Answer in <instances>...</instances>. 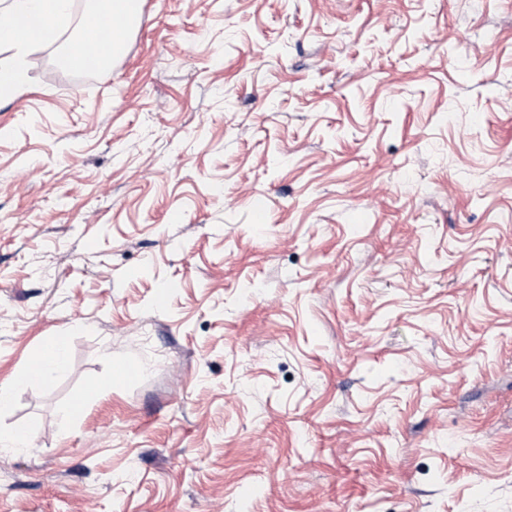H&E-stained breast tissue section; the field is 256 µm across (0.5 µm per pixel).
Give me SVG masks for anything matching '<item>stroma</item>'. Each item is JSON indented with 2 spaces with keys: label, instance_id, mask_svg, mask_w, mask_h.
<instances>
[{
  "label": "stroma",
  "instance_id": "obj_1",
  "mask_svg": "<svg viewBox=\"0 0 512 512\" xmlns=\"http://www.w3.org/2000/svg\"><path fill=\"white\" fill-rule=\"evenodd\" d=\"M90 35L0 101V384L68 348L0 512H512V0H143L57 66ZM105 11L110 18V27L106 18H100L97 27L111 29L112 37L104 41V53L99 58H111L124 53L131 25L141 12V0H105Z\"/></svg>",
  "mask_w": 512,
  "mask_h": 512
}]
</instances>
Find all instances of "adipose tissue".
I'll return each mask as SVG.
<instances>
[{
	"instance_id": "obj_1",
	"label": "adipose tissue",
	"mask_w": 512,
	"mask_h": 512,
	"mask_svg": "<svg viewBox=\"0 0 512 512\" xmlns=\"http://www.w3.org/2000/svg\"><path fill=\"white\" fill-rule=\"evenodd\" d=\"M111 38L104 55L124 53L132 24L141 12V0H107ZM71 0H0V49L10 52L11 62L0 65V96H13L27 83L25 59L37 44L56 42L70 22Z\"/></svg>"
}]
</instances>
